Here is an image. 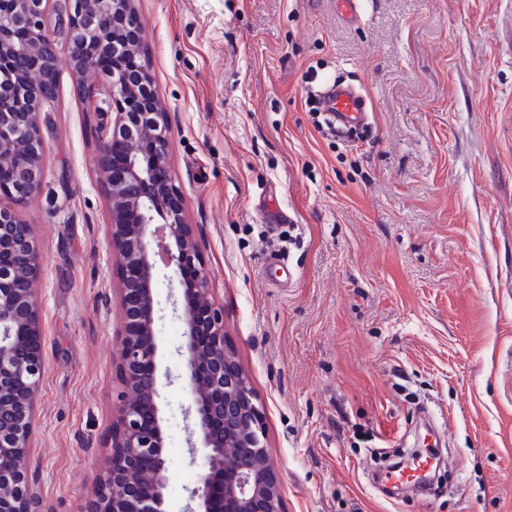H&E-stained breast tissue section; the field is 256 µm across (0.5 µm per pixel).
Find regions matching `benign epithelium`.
<instances>
[{
	"mask_svg": "<svg viewBox=\"0 0 512 512\" xmlns=\"http://www.w3.org/2000/svg\"><path fill=\"white\" fill-rule=\"evenodd\" d=\"M47 0H0V199L21 205L44 180L41 131L46 96L30 76L56 82L59 55L45 30ZM69 63L103 77L101 94L112 120L99 126L97 165L106 177L112 221L108 245L125 275L119 377L135 399L122 401L110 448L124 457L109 466L85 512H166L165 437L159 416L154 340L157 263L181 275L195 270L194 301L181 309L180 350L197 413L206 472L192 492L197 512H282L280 485L269 463L263 413L234 349L224 313L209 300L199 241L184 223L181 192L168 164L169 127L160 106L143 104L148 57L133 0H70ZM40 254L32 226L0 205V504L10 512H40L29 475L35 405L44 369L32 282ZM149 458V475L141 463ZM224 474V503L211 497L213 475Z\"/></svg>",
	"mask_w": 512,
	"mask_h": 512,
	"instance_id": "7a95c632",
	"label": "benign epithelium"
}]
</instances>
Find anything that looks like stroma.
Here are the masks:
<instances>
[{"mask_svg":"<svg viewBox=\"0 0 512 512\" xmlns=\"http://www.w3.org/2000/svg\"><path fill=\"white\" fill-rule=\"evenodd\" d=\"M134 6L184 220L263 411L284 512H512V0H362L356 24L329 0ZM68 12L49 0L46 177L16 208L41 256L42 512H85L122 392L97 78L69 66ZM336 78L372 114L358 139L330 136L312 109ZM273 205L287 216L275 230ZM181 293L159 268L167 512H188L204 467ZM435 447L453 491L376 485L373 457Z\"/></svg>","mask_w":512,"mask_h":512,"instance_id":"1","label":"stroma"}]
</instances>
